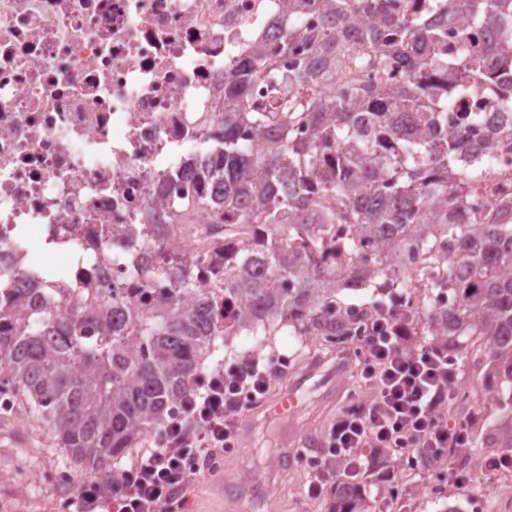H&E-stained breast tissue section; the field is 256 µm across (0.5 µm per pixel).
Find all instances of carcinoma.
I'll return each instance as SVG.
<instances>
[{
  "mask_svg": "<svg viewBox=\"0 0 512 512\" xmlns=\"http://www.w3.org/2000/svg\"><path fill=\"white\" fill-rule=\"evenodd\" d=\"M448 8L468 16L463 39L474 27L493 24L509 41L498 65L471 71L476 83L493 82L512 67V0H445ZM327 31L305 35L292 30L283 52L304 41L315 54L329 58L314 70L300 65L284 78L257 51L247 68L265 73L280 102L271 110L251 108L244 71L224 78V142L212 166L200 172L224 180V224L260 228L235 248H224V278L199 292L190 278L167 295L126 318L100 308L92 314L60 316L46 308L29 319L36 287L50 289L58 273L18 289L17 301L0 302V370L17 405L48 429L49 452L81 472H96L118 462L165 421L171 406L195 388L202 363L217 348L246 329L256 331L279 320L296 336L347 335L360 321L386 307L376 301L364 309L335 302L338 289L382 280L379 288H411L424 272L419 254L446 258L444 275L431 282L430 335L443 346L461 336H483L489 357L486 376L498 377L512 393V211L498 210L491 224H461L477 174L456 168L458 155L474 141L486 139L478 112H462L448 125V108L435 106L428 72L435 64L426 45L429 31L392 16L387 0H325ZM375 19L367 34L380 43L383 68H399L408 89L399 93L380 85L372 99L381 112H360L364 97L323 96L316 88L336 79V65L357 52L338 36L353 17ZM503 112L496 129L512 132V86H500ZM315 130L305 143L291 136L300 125ZM251 131L270 140L267 154L252 153L243 142ZM334 155L333 167L320 169V156ZM337 225L352 233L347 246L371 239L387 243V254L353 278L323 263ZM158 224H134L127 243H153ZM142 280L154 285L168 279V263L145 253L138 267ZM198 294L185 309L181 300ZM237 304L243 319L220 331L212 312L219 296ZM333 512H359L351 485L336 493Z\"/></svg>",
  "mask_w": 512,
  "mask_h": 512,
  "instance_id": "1",
  "label": "carcinoma"
}]
</instances>
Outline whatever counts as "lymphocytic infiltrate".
I'll return each mask as SVG.
<instances>
[{
  "label": "lymphocytic infiltrate",
  "mask_w": 512,
  "mask_h": 512,
  "mask_svg": "<svg viewBox=\"0 0 512 512\" xmlns=\"http://www.w3.org/2000/svg\"><path fill=\"white\" fill-rule=\"evenodd\" d=\"M360 350L352 372L371 397L342 411L327 428L328 460L318 463L309 495L320 492L328 461L342 465V479L363 474V449L412 448L425 461L463 443L461 431L437 415L453 400L457 377L444 348L408 350L391 309L377 314ZM269 373L256 359L214 367L119 475L107 471L80 484L75 512H181L194 475L203 469L215 474L213 460L235 448L240 417L264 401Z\"/></svg>",
  "instance_id": "f902f5d3"
}]
</instances>
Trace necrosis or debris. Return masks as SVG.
I'll return each instance as SVG.
<instances>
[{
	"mask_svg": "<svg viewBox=\"0 0 512 512\" xmlns=\"http://www.w3.org/2000/svg\"><path fill=\"white\" fill-rule=\"evenodd\" d=\"M393 15L432 28L437 77L447 81L451 112L492 115L500 87L476 84L474 59L492 64L503 45L494 27H479L478 45L461 37L462 19L442 0H389ZM323 30L324 8L313 0L289 12L288 0H0V299L44 270L38 245L56 246L67 264L45 300L59 315L90 312L120 287L123 313L148 294L134 272L143 251L114 245L106 224H163L158 258L179 255L172 280L193 273L207 288L224 271V186L195 170L216 148L224 124V75L262 51L279 74L307 55L282 52L288 27ZM344 42L364 62L337 73L334 89L405 79L372 64L376 48L360 34ZM464 169L478 173L463 224L512 206V136L492 147L474 143ZM212 207L196 209V196ZM464 437L481 434L485 409L470 383L457 384L450 413ZM395 477L385 512H420L422 499H457L462 512H512V448L483 436L478 450L451 448L420 470L417 454H393Z\"/></svg>",
	"mask_w": 512,
	"mask_h": 512,
	"instance_id": "1",
	"label": "necrosis or debris"
}]
</instances>
